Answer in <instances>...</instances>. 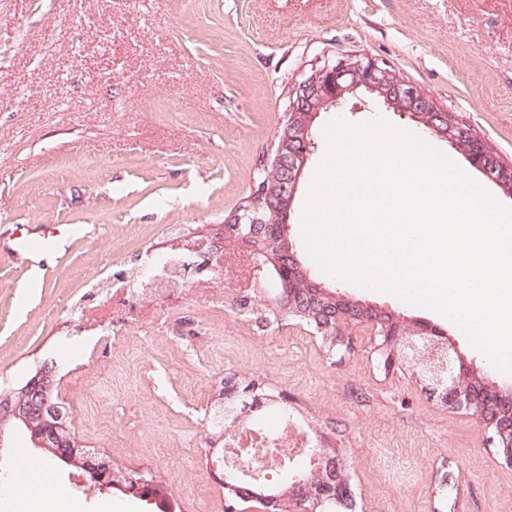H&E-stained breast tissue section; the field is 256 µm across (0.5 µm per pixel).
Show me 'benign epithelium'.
I'll return each mask as SVG.
<instances>
[{
	"label": "benign epithelium",
	"instance_id": "obj_1",
	"mask_svg": "<svg viewBox=\"0 0 512 512\" xmlns=\"http://www.w3.org/2000/svg\"><path fill=\"white\" fill-rule=\"evenodd\" d=\"M364 88L381 98L390 108L407 112L417 118L423 113L440 112L442 108L421 88L403 81L392 69L379 64L367 56H349L334 63H325L311 69L310 73L294 83L290 90L288 112L282 120L281 129L288 133L307 134L317 116L340 105L347 95ZM308 161V150L301 157L288 158V179L281 183V190L295 196ZM490 182L512 196V178L507 169L484 167L473 163ZM234 228L224 230L218 225L197 236L187 249L200 255H217L232 244L248 259L252 278L263 282L270 277L274 266L283 281V287H291L292 270L287 264L297 261L291 254L285 261H277L266 247L256 243L253 232L241 229V217L231 215ZM370 349L368 357L375 359L376 366L389 375L395 369L412 372L416 381L424 385L432 395L439 396L440 404L450 411H470L475 403V392L469 382L473 370L466 363L455 342L431 331V326L419 323L412 330L383 325L367 329ZM58 385L56 371L48 366L37 369L26 385L19 389V400L7 397L0 403V450L5 448L6 429L14 427L15 421L30 423L33 417L45 418L61 414L66 407L62 392H54ZM485 410L481 419L491 433V441L499 448L505 461L512 464V401L502 392L493 391L484 400ZM303 459L314 464L312 474L320 477L317 492L310 490V481L304 476L307 469L292 459L288 467V489L280 493L264 486L268 476L253 465L247 467L237 462L226 465L222 484L233 489L244 479L254 482L255 491L240 497L239 507L228 512H278L288 505V512H316L327 500H342L341 488L336 479L348 483L344 473L341 448L331 438H317L300 450Z\"/></svg>",
	"mask_w": 512,
	"mask_h": 512
}]
</instances>
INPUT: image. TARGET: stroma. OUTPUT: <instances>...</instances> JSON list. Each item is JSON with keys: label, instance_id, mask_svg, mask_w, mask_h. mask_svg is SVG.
<instances>
[{"label": "stroma", "instance_id": "35a3bbf8", "mask_svg": "<svg viewBox=\"0 0 512 512\" xmlns=\"http://www.w3.org/2000/svg\"><path fill=\"white\" fill-rule=\"evenodd\" d=\"M359 54L512 160V0H0V379L55 360L80 440L151 472L182 512L204 501L224 512L205 417L225 378L288 393L310 428L335 426L352 512H512V465L479 416L441 406L410 372L370 369L363 345L347 352L295 321L261 328L223 306L233 292L272 297L239 255L186 269L183 291L126 294L146 253L170 254L175 230L223 223L250 194L295 79ZM375 116L421 131L360 89L316 119L311 166L328 122ZM312 180L290 234L315 280L443 330L476 375L512 390L440 313L316 267L300 232ZM27 236L52 241L37 275L17 250ZM49 470L81 512H150Z\"/></svg>", "mask_w": 512, "mask_h": 512}]
</instances>
